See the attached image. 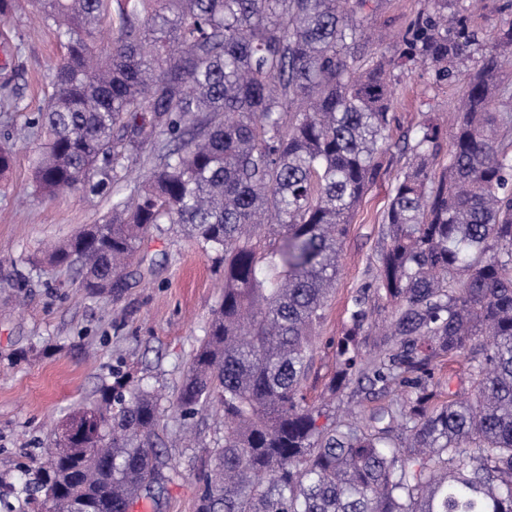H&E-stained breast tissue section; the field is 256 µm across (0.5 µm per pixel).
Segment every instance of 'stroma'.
Wrapping results in <instances>:
<instances>
[{"label": "stroma", "mask_w": 512, "mask_h": 512, "mask_svg": "<svg viewBox=\"0 0 512 512\" xmlns=\"http://www.w3.org/2000/svg\"><path fill=\"white\" fill-rule=\"evenodd\" d=\"M421 6V0H383L370 19L393 45ZM64 54L50 29L19 10L0 22V81L16 109L0 112V145H13L11 170L0 177V477L12 480L19 464L40 465L55 423L92 402L112 368L161 392L157 445L183 473L160 505L143 499L134 512H194V460L224 442V412L212 405L190 422L171 410L190 359L206 336L212 312L222 300L224 262L184 236L174 224L155 227L141 246L142 264L127 269L125 286L113 298L88 296L78 267L57 266L51 245L89 224L100 223L111 197L89 198L72 190L48 197L34 191L32 160L44 143L35 133L13 144V130L44 106L53 68ZM462 78L436 87L424 67L398 74L394 99L395 134L434 111L444 133H452ZM402 160L368 192L344 240L336 286L320 328L305 391L323 404L320 425L360 424L371 402L344 391L324 393L336 373V343L346 324L352 296L371 282L373 259L382 244V215Z\"/></svg>", "instance_id": "stroma-1"}]
</instances>
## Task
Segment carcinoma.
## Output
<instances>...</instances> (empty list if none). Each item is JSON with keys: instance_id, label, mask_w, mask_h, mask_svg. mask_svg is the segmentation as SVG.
Instances as JSON below:
<instances>
[{"instance_id": "obj_1", "label": "carcinoma", "mask_w": 512, "mask_h": 512, "mask_svg": "<svg viewBox=\"0 0 512 512\" xmlns=\"http://www.w3.org/2000/svg\"><path fill=\"white\" fill-rule=\"evenodd\" d=\"M119 34L91 42L110 0H30L66 55L43 111L33 186L104 196L161 135L159 165L112 212L60 243L81 287L112 297L149 230L179 224L224 257V300L175 402L218 404L224 446L196 474L195 512H512V112L498 106L512 20L487 45L454 0H424L393 55L365 21L380 0H116ZM468 72L451 134L431 112L393 138L392 78ZM374 282L351 299L331 394L356 384L362 426L322 429L302 394L347 224L390 161ZM389 332L360 350L374 312ZM466 364L468 395L441 396ZM58 425L49 466L16 481L40 512H132L182 473L156 448L160 400L112 372Z\"/></svg>"}]
</instances>
